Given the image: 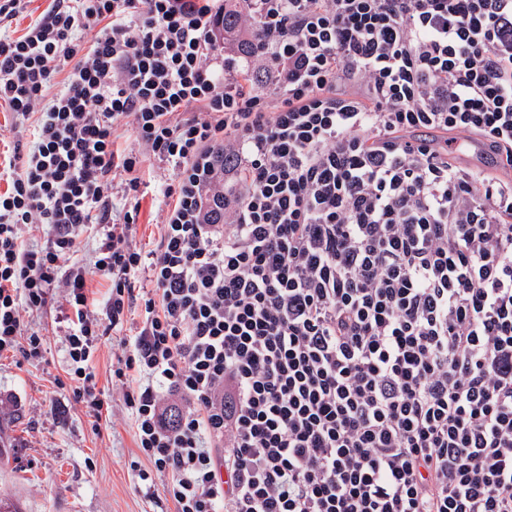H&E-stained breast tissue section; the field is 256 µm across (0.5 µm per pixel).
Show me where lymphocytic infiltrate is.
<instances>
[{"label":"lymphocytic infiltrate","instance_id":"obj_1","mask_svg":"<svg viewBox=\"0 0 512 512\" xmlns=\"http://www.w3.org/2000/svg\"><path fill=\"white\" fill-rule=\"evenodd\" d=\"M223 17L51 0L0 31V353L43 358L56 304L97 431L117 338L135 487L174 512H512V0H253L249 76ZM143 190L147 192V195L142 201V211L139 219L140 224L137 226L136 240L145 248L150 249L158 239L160 224L156 223L160 222V219H158L150 209L151 197L154 190L153 184L147 189L143 188Z\"/></svg>","mask_w":512,"mask_h":512}]
</instances>
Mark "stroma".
<instances>
[{"label": "stroma", "mask_w": 512, "mask_h": 512, "mask_svg": "<svg viewBox=\"0 0 512 512\" xmlns=\"http://www.w3.org/2000/svg\"><path fill=\"white\" fill-rule=\"evenodd\" d=\"M55 315L50 308L29 319L50 338L45 358L21 364L0 356V495L20 512H167L168 503L153 505L135 489L130 464L138 450L122 393L112 387L115 349L102 345L94 361L114 413L97 436L82 407L55 383L63 373Z\"/></svg>", "instance_id": "obj_1"}]
</instances>
